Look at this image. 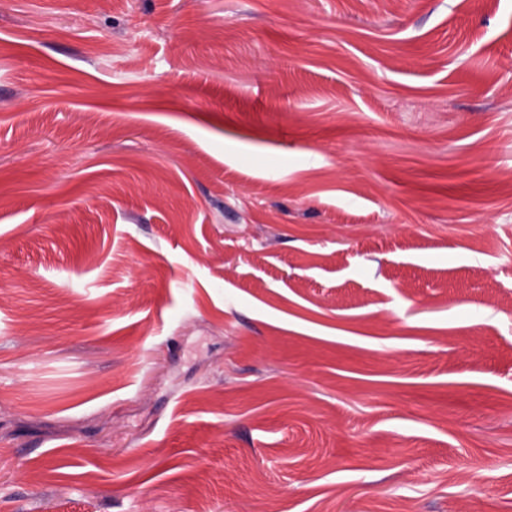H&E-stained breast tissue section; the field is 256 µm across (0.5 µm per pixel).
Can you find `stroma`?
Returning <instances> with one entry per match:
<instances>
[{"label":"stroma","mask_w":512,"mask_h":512,"mask_svg":"<svg viewBox=\"0 0 512 512\" xmlns=\"http://www.w3.org/2000/svg\"><path fill=\"white\" fill-rule=\"evenodd\" d=\"M0 512H512V0H0Z\"/></svg>","instance_id":"stroma-1"}]
</instances>
